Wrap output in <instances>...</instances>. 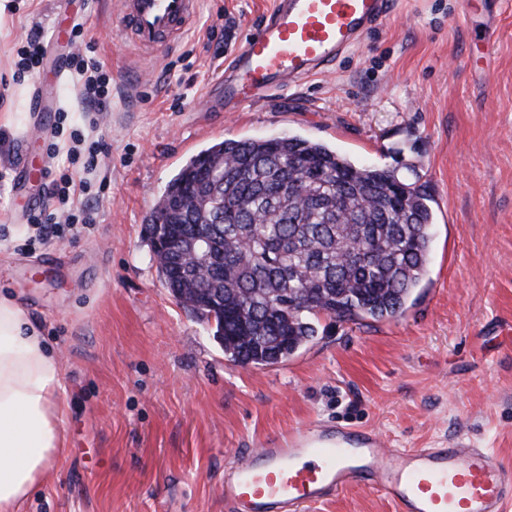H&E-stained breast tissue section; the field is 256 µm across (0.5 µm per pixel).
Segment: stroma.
<instances>
[{
  "label": "stroma",
  "instance_id": "35a3bbf8",
  "mask_svg": "<svg viewBox=\"0 0 512 512\" xmlns=\"http://www.w3.org/2000/svg\"><path fill=\"white\" fill-rule=\"evenodd\" d=\"M273 0H200L169 49L133 40L118 0H0V296L57 357L68 405L57 466L19 512H230L224 480L267 437L304 424L367 426L392 448H487L512 466V0H389L390 14L330 71L205 109L226 61ZM82 24L112 74L110 186L95 222L47 242L15 220L41 194L48 130L82 127L57 82ZM495 24L493 45L478 38ZM54 39L14 81L27 35ZM41 86L48 109H28ZM297 135L356 165L426 182V281L399 317L327 316L286 361L242 367L164 287L149 214L186 161L215 142ZM30 249H22L24 240ZM311 512H396L352 487Z\"/></svg>",
  "mask_w": 512,
  "mask_h": 512
}]
</instances>
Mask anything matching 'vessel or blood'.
<instances>
[{
    "mask_svg": "<svg viewBox=\"0 0 512 512\" xmlns=\"http://www.w3.org/2000/svg\"><path fill=\"white\" fill-rule=\"evenodd\" d=\"M195 0H122L134 39L168 47L194 18ZM389 14L388 0H275L228 64L225 103L241 104L297 79L322 74ZM363 486L397 512H506L512 468L483 448L388 447L375 430L321 424L267 439L224 482L235 512H308L343 490Z\"/></svg>",
    "mask_w": 512,
    "mask_h": 512,
    "instance_id": "1",
    "label": "vessel or blood"
}]
</instances>
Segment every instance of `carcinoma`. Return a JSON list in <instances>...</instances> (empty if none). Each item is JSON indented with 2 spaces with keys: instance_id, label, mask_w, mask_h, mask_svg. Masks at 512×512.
Returning a JSON list of instances; mask_svg holds the SVG:
<instances>
[{
  "instance_id": "1",
  "label": "carcinoma",
  "mask_w": 512,
  "mask_h": 512,
  "mask_svg": "<svg viewBox=\"0 0 512 512\" xmlns=\"http://www.w3.org/2000/svg\"><path fill=\"white\" fill-rule=\"evenodd\" d=\"M433 199L393 169L357 166L297 136L224 139L190 157L147 224L205 234V264L157 272L178 302L224 336L241 366L288 359L317 336L314 318L400 316L428 274Z\"/></svg>"
}]
</instances>
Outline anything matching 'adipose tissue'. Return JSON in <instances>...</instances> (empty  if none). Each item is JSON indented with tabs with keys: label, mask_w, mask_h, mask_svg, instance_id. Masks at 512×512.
I'll return each instance as SVG.
<instances>
[{
	"label": "adipose tissue",
	"mask_w": 512,
	"mask_h": 512,
	"mask_svg": "<svg viewBox=\"0 0 512 512\" xmlns=\"http://www.w3.org/2000/svg\"><path fill=\"white\" fill-rule=\"evenodd\" d=\"M61 367L21 307L0 297V512H18L59 460Z\"/></svg>",
	"instance_id": "adipose-tissue-1"
}]
</instances>
